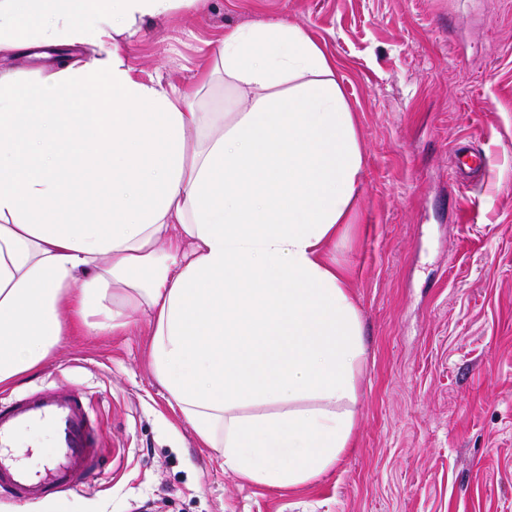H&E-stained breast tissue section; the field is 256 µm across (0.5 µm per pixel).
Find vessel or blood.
<instances>
[{
  "label": "vessel or blood",
  "instance_id": "b4317fda",
  "mask_svg": "<svg viewBox=\"0 0 512 512\" xmlns=\"http://www.w3.org/2000/svg\"><path fill=\"white\" fill-rule=\"evenodd\" d=\"M484 165L482 152L465 144L455 148L452 171L456 177ZM33 429L51 438V450L37 468L19 454L22 436ZM98 465V435L81 392L42 387L0 403V496L38 501L85 485Z\"/></svg>",
  "mask_w": 512,
  "mask_h": 512
}]
</instances>
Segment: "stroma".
<instances>
[{
    "instance_id": "obj_1",
    "label": "stroma",
    "mask_w": 512,
    "mask_h": 512,
    "mask_svg": "<svg viewBox=\"0 0 512 512\" xmlns=\"http://www.w3.org/2000/svg\"><path fill=\"white\" fill-rule=\"evenodd\" d=\"M269 21L334 60L364 150L336 246L366 348L350 448L306 484L244 482L171 407L146 322L75 333L9 391L84 388L101 466L0 512H512V0H208L145 19L123 52L186 85L225 31ZM461 140L483 176L452 177Z\"/></svg>"
}]
</instances>
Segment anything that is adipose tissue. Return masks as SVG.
Returning a JSON list of instances; mask_svg holds the SVG:
<instances>
[{"label": "adipose tissue", "instance_id": "1", "mask_svg": "<svg viewBox=\"0 0 512 512\" xmlns=\"http://www.w3.org/2000/svg\"><path fill=\"white\" fill-rule=\"evenodd\" d=\"M0 0V55L91 46L46 79L0 71V386L69 331L149 326L153 373L246 482L317 479L350 446L365 360L344 237L365 163L335 65L300 27L225 32L199 84L122 47L177 2ZM222 81L223 109L199 103Z\"/></svg>", "mask_w": 512, "mask_h": 512}]
</instances>
